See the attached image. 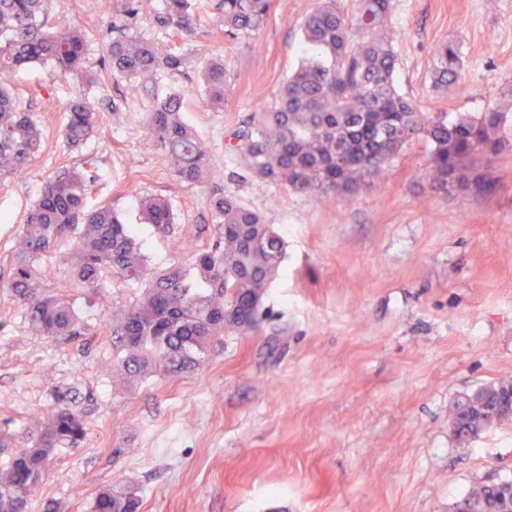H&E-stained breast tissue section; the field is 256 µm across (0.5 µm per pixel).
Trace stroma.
Masks as SVG:
<instances>
[{
  "instance_id": "35a3bbf8",
  "label": "stroma",
  "mask_w": 512,
  "mask_h": 512,
  "mask_svg": "<svg viewBox=\"0 0 512 512\" xmlns=\"http://www.w3.org/2000/svg\"><path fill=\"white\" fill-rule=\"evenodd\" d=\"M320 0H272L250 36H225L211 0H195L201 28L178 88L185 119L209 146L215 182H180L147 150L152 93L104 80L90 93L102 120L88 145L61 137L76 80L47 66L5 79L44 126L41 152L0 182V426L44 417L58 389L89 395L86 440L50 461L29 512H89L107 485L132 486L138 512H448L478 481L512 476V422L458 445L452 404L512 379V123L505 148L480 171L490 191L443 192L415 139L384 180L345 200L299 194L252 176L225 150L228 129L272 102L302 59L301 26ZM52 23L83 27L89 67L105 54V0H50ZM400 90L425 112H512V0H393L388 19ZM461 49L458 83L433 86L434 52ZM220 59L223 110L200 80ZM120 115H113V105ZM91 165L93 206L138 224L153 265L178 259L170 239L138 222V199L160 194L195 239L217 189L262 215L284 242L256 331L229 333L208 360L177 377L130 383L112 370L108 325L131 291L113 280L91 331L59 347L31 333L7 278L24 218L57 169Z\"/></svg>"
}]
</instances>
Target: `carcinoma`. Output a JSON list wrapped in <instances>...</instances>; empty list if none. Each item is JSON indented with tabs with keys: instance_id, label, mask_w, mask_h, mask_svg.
<instances>
[{
	"instance_id": "carcinoma-1",
	"label": "carcinoma",
	"mask_w": 512,
	"mask_h": 512,
	"mask_svg": "<svg viewBox=\"0 0 512 512\" xmlns=\"http://www.w3.org/2000/svg\"><path fill=\"white\" fill-rule=\"evenodd\" d=\"M48 0H0V76L34 64L76 79L81 89L66 108V144L76 149L97 128L100 113L87 89L99 82L88 69L87 42L72 25L50 24ZM271 0H216L224 31L246 36L259 29ZM391 0H359L355 20L336 0L304 20L306 50L300 67L277 98L243 125L227 133L230 154L239 156L260 180L293 191L347 199L384 178L389 162L415 137L431 146L432 184L443 191L481 185L480 163L504 146L508 113L492 109L472 116L425 113L402 94L395 81L397 58L388 30ZM149 15L153 36L138 31ZM106 68L112 78L157 83L165 74L185 75L189 57L169 41H193L197 33L192 0H109ZM435 87L459 80L458 47L440 45ZM202 81L212 108H224L229 76L224 62L211 60ZM184 97L168 91L148 112L153 147L182 182L200 184L213 175L206 145L183 120ZM44 131L38 115L23 109L0 85V181L22 173L41 151ZM94 176L65 167L42 185L26 216L11 268L9 289L24 308L31 331L58 345L87 335L71 300L48 291L41 267L57 258L68 266L69 282L97 301L109 277L136 290L133 301L112 311L113 365L133 377L180 376L201 365L229 332L245 334L260 322L262 299L278 273L284 243L261 216L222 190L208 199L212 224L206 242L184 238L168 199L145 195L142 219L176 243L187 245L188 263L152 269L135 228L110 206L91 208ZM87 436L77 397L55 395L53 410L32 430L0 428V512L29 506L44 483L51 458L78 447ZM512 491V477L476 483L466 493L481 509ZM131 491L101 489L90 512H138Z\"/></svg>"
}]
</instances>
